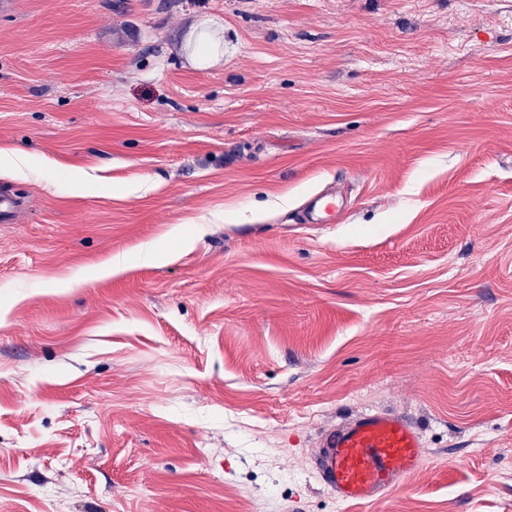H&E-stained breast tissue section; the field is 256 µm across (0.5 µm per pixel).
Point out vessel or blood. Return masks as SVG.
I'll return each instance as SVG.
<instances>
[{
  "label": "vessel or blood",
  "instance_id": "1",
  "mask_svg": "<svg viewBox=\"0 0 512 512\" xmlns=\"http://www.w3.org/2000/svg\"><path fill=\"white\" fill-rule=\"evenodd\" d=\"M342 207L325 191L309 201L314 224H332ZM316 468L323 486L348 503L370 501L398 486L424 456L423 437L404 414L367 410L344 419L320 436Z\"/></svg>",
  "mask_w": 512,
  "mask_h": 512
}]
</instances>
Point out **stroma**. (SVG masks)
Returning a JSON list of instances; mask_svg holds the SVG:
<instances>
[{"instance_id": "1", "label": "stroma", "mask_w": 512, "mask_h": 512, "mask_svg": "<svg viewBox=\"0 0 512 512\" xmlns=\"http://www.w3.org/2000/svg\"><path fill=\"white\" fill-rule=\"evenodd\" d=\"M2 187L0 512H512V0H0ZM342 207V201L332 192H321L309 201L311 224H335L336 212ZM316 468L323 486L348 503L368 502L398 486L424 456L415 423L391 410H367L320 436Z\"/></svg>"}]
</instances>
